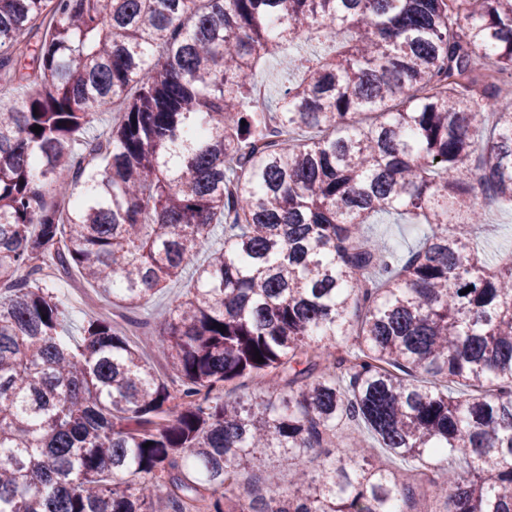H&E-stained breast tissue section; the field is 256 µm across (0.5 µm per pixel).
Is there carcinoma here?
<instances>
[{"label":"carcinoma","mask_w":512,"mask_h":512,"mask_svg":"<svg viewBox=\"0 0 512 512\" xmlns=\"http://www.w3.org/2000/svg\"><path fill=\"white\" fill-rule=\"evenodd\" d=\"M0 82V512H403L409 478L512 512V251L463 231L512 206V0H0ZM217 230L150 340L171 380L107 315L64 335L50 271L136 309ZM349 422L399 465L299 469ZM263 450L295 493L243 485ZM287 66L288 57L277 56L271 58L258 72L257 80L263 85L267 98H274L276 96L280 76ZM395 219L387 214L376 215L366 228L369 236L397 248L405 253L408 246L415 244L420 231L411 224H394Z\"/></svg>","instance_id":"1"}]
</instances>
